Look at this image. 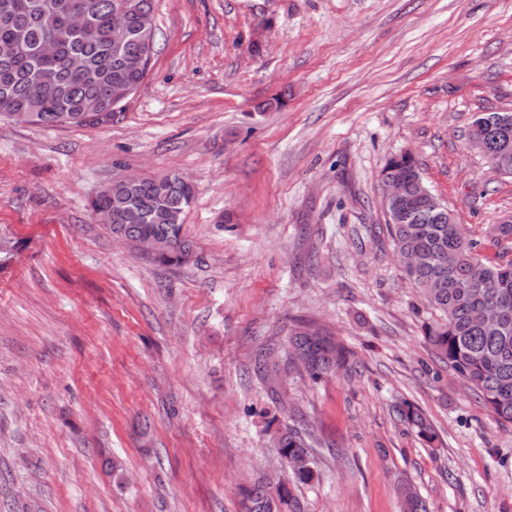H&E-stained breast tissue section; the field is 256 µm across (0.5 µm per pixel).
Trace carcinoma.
<instances>
[{
  "label": "carcinoma",
  "mask_w": 512,
  "mask_h": 512,
  "mask_svg": "<svg viewBox=\"0 0 512 512\" xmlns=\"http://www.w3.org/2000/svg\"><path fill=\"white\" fill-rule=\"evenodd\" d=\"M115 0H0V116L17 123L46 127L87 126L112 119V85L140 86L146 69L134 70L130 59L138 47H112V6ZM86 13L91 26L64 37L59 58L76 55L84 68L73 72L61 63L44 61L39 50L44 39L57 33L67 8ZM56 87L51 101L38 97L43 73ZM95 100L100 112L86 118L83 106ZM500 112L477 113L468 131L483 148L491 168L512 176V119L499 123ZM382 175H403L409 181L405 198L385 208L387 231L394 251L412 257L402 266L405 278L441 312L442 321L425 330V339L437 357L482 400L501 425H512V263L484 261L481 241L457 223H449L448 209L433 202L436 195L424 184L408 154L388 160ZM195 199L194 188L177 173L146 177L131 187L123 180L103 186L91 200L93 213L108 212L112 235L133 245L153 240L158 251L149 260L177 266L195 255V246L183 234V217ZM487 235L502 242L512 239V220L492 225ZM455 260L448 263V253ZM499 311L491 326L480 321L488 310ZM290 359L300 362L318 380L343 369L348 350L319 328L303 327L289 338ZM399 421L431 444L437 433L413 403L396 406ZM275 446L285 461L306 457L311 468L290 473L284 491H272L265 478L240 489L241 512H303L292 487L316 477V462L306 430L295 424L274 433Z\"/></svg>",
  "instance_id": "carcinoma-1"
}]
</instances>
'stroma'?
Wrapping results in <instances>:
<instances>
[{
    "label": "stroma",
    "mask_w": 512,
    "mask_h": 512,
    "mask_svg": "<svg viewBox=\"0 0 512 512\" xmlns=\"http://www.w3.org/2000/svg\"><path fill=\"white\" fill-rule=\"evenodd\" d=\"M156 55L105 124L0 118V512H239V484L281 477L276 429L307 421L304 512H512V426L423 336L439 315L387 239L380 173L409 154L483 240L512 243V177L467 140L512 111V0H155ZM195 187L169 267L89 209L129 174ZM349 369L288 360L302 324ZM418 404L426 445L395 407ZM124 484H117L115 474Z\"/></svg>",
    "instance_id": "35a3bbf8"
}]
</instances>
